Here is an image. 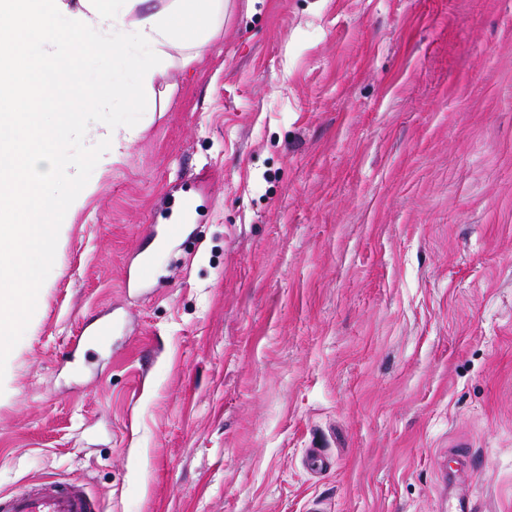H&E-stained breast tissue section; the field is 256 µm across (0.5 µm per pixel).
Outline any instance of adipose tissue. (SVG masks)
Returning <instances> with one entry per match:
<instances>
[{
	"label": "adipose tissue",
	"mask_w": 512,
	"mask_h": 512,
	"mask_svg": "<svg viewBox=\"0 0 512 512\" xmlns=\"http://www.w3.org/2000/svg\"><path fill=\"white\" fill-rule=\"evenodd\" d=\"M140 2L0 0V396L9 391L10 340L39 295L29 256L53 262L69 217L93 192L82 181L84 166L110 167L139 134L103 124L81 158L53 148L58 131L83 130V60L110 52L136 79L118 83L102 72L98 85L146 105L155 100L154 73L142 68L141 53L160 62L172 47L201 53L224 18V0H166L146 13ZM15 125L23 136L4 135Z\"/></svg>",
	"instance_id": "ef3b65f1"
}]
</instances>
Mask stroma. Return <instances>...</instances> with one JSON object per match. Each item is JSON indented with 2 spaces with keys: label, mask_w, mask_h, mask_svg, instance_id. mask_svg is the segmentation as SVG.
Listing matches in <instances>:
<instances>
[{
  "label": "stroma",
  "mask_w": 512,
  "mask_h": 512,
  "mask_svg": "<svg viewBox=\"0 0 512 512\" xmlns=\"http://www.w3.org/2000/svg\"><path fill=\"white\" fill-rule=\"evenodd\" d=\"M154 87L86 90L143 132L30 260L0 494L512 512V0H228Z\"/></svg>",
  "instance_id": "1"
}]
</instances>
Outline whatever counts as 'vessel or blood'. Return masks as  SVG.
<instances>
[{"mask_svg":"<svg viewBox=\"0 0 512 512\" xmlns=\"http://www.w3.org/2000/svg\"><path fill=\"white\" fill-rule=\"evenodd\" d=\"M0 512H99V509L80 486L43 482L1 495Z\"/></svg>","mask_w":512,"mask_h":512,"instance_id":"b4317fda","label":"vessel or blood"}]
</instances>
